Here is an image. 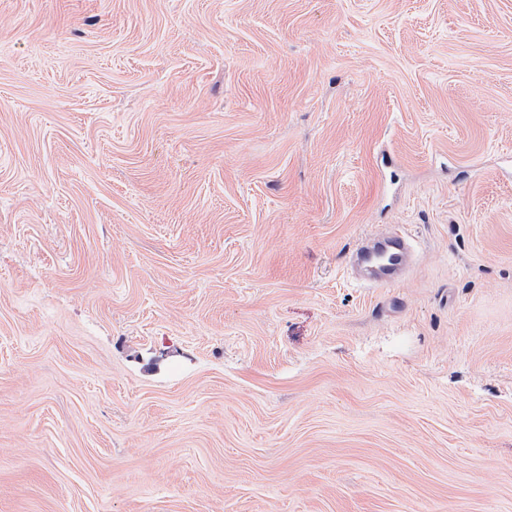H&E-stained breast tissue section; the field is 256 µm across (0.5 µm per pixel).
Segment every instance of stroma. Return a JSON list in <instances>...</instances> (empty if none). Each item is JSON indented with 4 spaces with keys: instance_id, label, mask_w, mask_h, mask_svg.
Here are the masks:
<instances>
[{
    "instance_id": "35a3bbf8",
    "label": "stroma",
    "mask_w": 512,
    "mask_h": 512,
    "mask_svg": "<svg viewBox=\"0 0 512 512\" xmlns=\"http://www.w3.org/2000/svg\"><path fill=\"white\" fill-rule=\"evenodd\" d=\"M0 512H512V0H0ZM385 253L389 261L380 263L377 256ZM414 261L413 249L402 230L363 237L351 254L350 267L364 282L384 287L398 283Z\"/></svg>"
}]
</instances>
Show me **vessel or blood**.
Here are the masks:
<instances>
[{"label":"vessel or blood","mask_w":512,"mask_h":512,"mask_svg":"<svg viewBox=\"0 0 512 512\" xmlns=\"http://www.w3.org/2000/svg\"><path fill=\"white\" fill-rule=\"evenodd\" d=\"M413 261L408 236L398 229L363 237L351 254L350 267L364 282L384 287L402 280Z\"/></svg>","instance_id":"vessel-or-blood-1"}]
</instances>
